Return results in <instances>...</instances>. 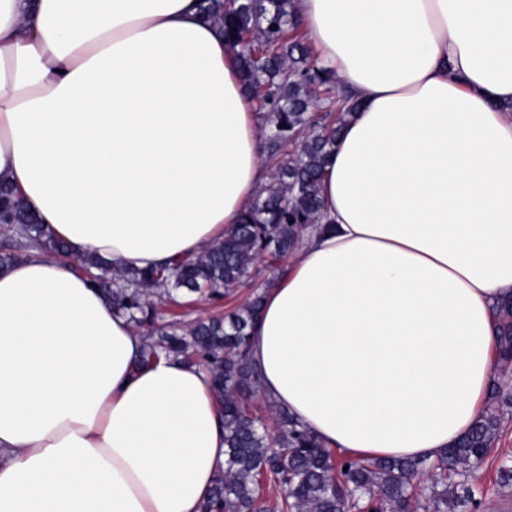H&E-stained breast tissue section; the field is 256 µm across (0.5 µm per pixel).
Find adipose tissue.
Listing matches in <instances>:
<instances>
[{
    "label": "adipose tissue",
    "instance_id": "1",
    "mask_svg": "<svg viewBox=\"0 0 512 512\" xmlns=\"http://www.w3.org/2000/svg\"><path fill=\"white\" fill-rule=\"evenodd\" d=\"M198 0H0V183L76 255L199 253L272 182ZM358 107L323 215L263 288L262 395L346 457L432 460L484 412L512 294V0H290ZM39 249L0 273V512H199L224 421L198 365Z\"/></svg>",
    "mask_w": 512,
    "mask_h": 512
}]
</instances>
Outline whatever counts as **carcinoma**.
Listing matches in <instances>:
<instances>
[{"mask_svg":"<svg viewBox=\"0 0 512 512\" xmlns=\"http://www.w3.org/2000/svg\"><path fill=\"white\" fill-rule=\"evenodd\" d=\"M289 0H199L202 14L224 27L234 49L246 91L260 96L264 149L275 162L271 185L253 201L241 223L192 259H177L149 270H117L97 256L77 261L102 288L113 309L137 326L147 327L141 364L161 360L194 363L211 378L224 414V467L201 512H267L266 490H280L278 512H448L470 505L479 512L483 494L472 486V468L498 430V419L483 417L454 447L432 462L405 458L344 457L325 447L308 430L278 412V432L270 435L250 411L261 380L250 360V330L258 316L256 296L228 317L174 320L157 324V304L180 305L183 289L220 300L248 283L259 260L277 266L300 241L302 229L321 219L320 182L344 113L356 102L344 94L332 98L336 122L323 130L310 116L316 90L337 85L336 75L316 65L288 10ZM298 143L288 157L282 151ZM0 233L8 244L0 251V271L17 262L10 241L34 244L63 259L67 244L54 238L6 185H0ZM497 312L501 357L512 354V299Z\"/></svg>","mask_w":512,"mask_h":512,"instance_id":"obj_1","label":"carcinoma"}]
</instances>
